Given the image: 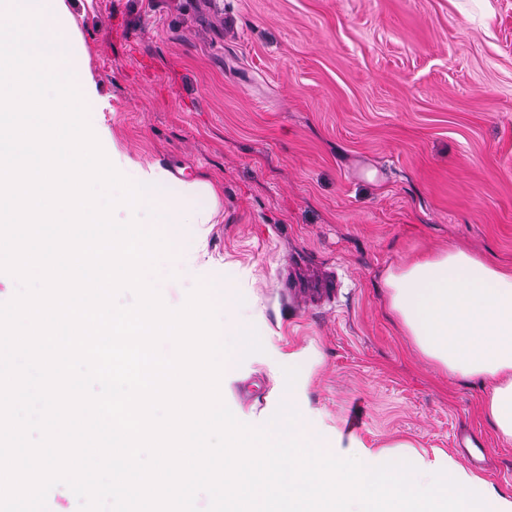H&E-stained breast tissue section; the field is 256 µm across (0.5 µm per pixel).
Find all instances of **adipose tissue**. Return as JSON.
Here are the masks:
<instances>
[{
	"instance_id": "1",
	"label": "adipose tissue",
	"mask_w": 512,
	"mask_h": 512,
	"mask_svg": "<svg viewBox=\"0 0 512 512\" xmlns=\"http://www.w3.org/2000/svg\"><path fill=\"white\" fill-rule=\"evenodd\" d=\"M382 283L426 359L449 375L483 379L484 413L512 442V268L454 247L388 269Z\"/></svg>"
}]
</instances>
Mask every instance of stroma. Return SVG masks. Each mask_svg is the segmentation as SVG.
I'll return each instance as SVG.
<instances>
[{
  "instance_id": "1",
  "label": "stroma",
  "mask_w": 512,
  "mask_h": 512,
  "mask_svg": "<svg viewBox=\"0 0 512 512\" xmlns=\"http://www.w3.org/2000/svg\"><path fill=\"white\" fill-rule=\"evenodd\" d=\"M90 69L91 128L141 162L219 191L207 255L159 261L170 307L228 277L263 346L225 376L254 424L282 398L317 440L409 443L512 495L476 381L424 358L382 277L464 246L512 268V0H65Z\"/></svg>"
}]
</instances>
